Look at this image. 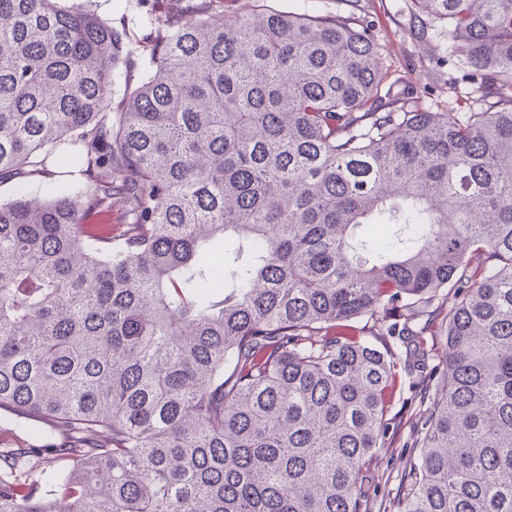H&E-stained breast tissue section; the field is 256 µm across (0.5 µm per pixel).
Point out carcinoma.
I'll return each mask as SVG.
<instances>
[{
	"label": "carcinoma",
	"mask_w": 512,
	"mask_h": 512,
	"mask_svg": "<svg viewBox=\"0 0 512 512\" xmlns=\"http://www.w3.org/2000/svg\"><path fill=\"white\" fill-rule=\"evenodd\" d=\"M211 2L141 18L133 85L126 31L0 0V415L33 439L0 512H366L404 348L436 387L399 512H512V0H412L493 99L453 117L383 92L369 20ZM53 167L84 180L32 202Z\"/></svg>",
	"instance_id": "1"
}]
</instances>
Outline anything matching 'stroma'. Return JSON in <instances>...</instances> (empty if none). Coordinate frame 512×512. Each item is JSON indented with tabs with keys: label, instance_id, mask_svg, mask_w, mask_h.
<instances>
[{
	"label": "stroma",
	"instance_id": "35a3bbf8",
	"mask_svg": "<svg viewBox=\"0 0 512 512\" xmlns=\"http://www.w3.org/2000/svg\"><path fill=\"white\" fill-rule=\"evenodd\" d=\"M319 13L345 17L357 23L374 21L375 36L381 46L387 84L397 96L405 87L416 88L419 107L452 114L476 107L479 94L462 82L461 74L448 65V35L444 25L418 13L411 0H313ZM188 0H92V7L113 26L125 27L137 49L138 58L149 56L154 32L136 24L140 14L185 15ZM426 381L419 371L402 373L389 417L394 430L375 461L376 487L368 507L370 512H397L407 472L417 454L412 442L420 427L417 401Z\"/></svg>",
	"mask_w": 512,
	"mask_h": 512
}]
</instances>
